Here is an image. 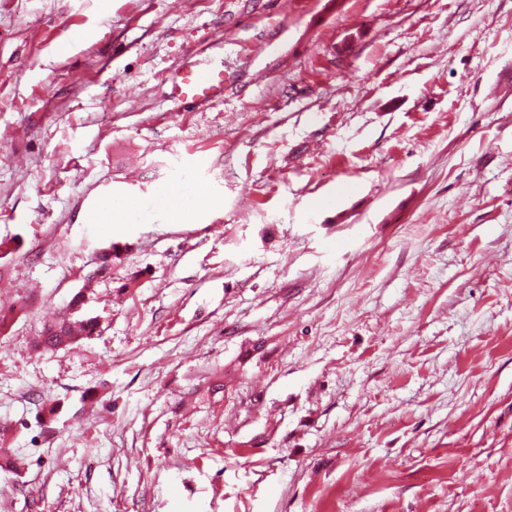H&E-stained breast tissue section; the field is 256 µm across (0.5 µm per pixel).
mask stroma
<instances>
[{
	"label": "stroma",
	"instance_id": "1",
	"mask_svg": "<svg viewBox=\"0 0 512 512\" xmlns=\"http://www.w3.org/2000/svg\"><path fill=\"white\" fill-rule=\"evenodd\" d=\"M2 239L0 512H512V0H0ZM170 80L174 98L207 105L224 97V76L201 71L200 64L186 62L175 71ZM137 204L131 200L122 199L108 202L102 206V221L105 224H125L128 214ZM80 298L76 296L67 311L61 312L55 319L44 324L41 344L47 350H56L70 346L81 338L92 336L97 326L94 318H75L79 310Z\"/></svg>",
	"mask_w": 512,
	"mask_h": 512
}]
</instances>
